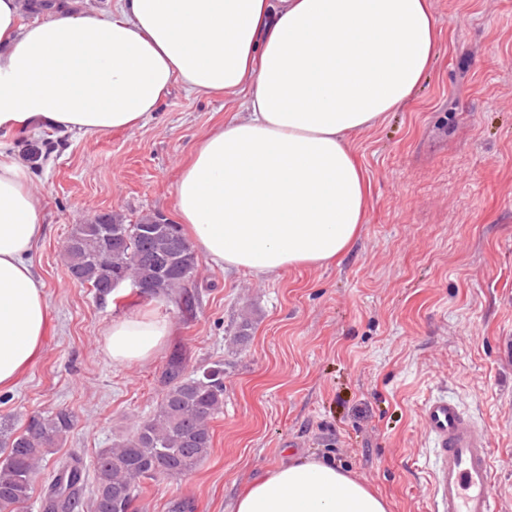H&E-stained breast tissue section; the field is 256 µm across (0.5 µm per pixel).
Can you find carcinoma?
Instances as JSON below:
<instances>
[{"instance_id": "cac0c4a2", "label": "carcinoma", "mask_w": 512, "mask_h": 512, "mask_svg": "<svg viewBox=\"0 0 512 512\" xmlns=\"http://www.w3.org/2000/svg\"><path fill=\"white\" fill-rule=\"evenodd\" d=\"M146 215L127 224L102 213L75 225L64 249L72 278L96 293H109L112 280L150 285V298L184 290L199 267L193 245L179 224H156ZM165 391L156 411L138 421L129 437L97 458L93 497H82L79 459L57 465L46 492V512H132L144 480L185 475L205 462L212 449L210 421L224 408V364L187 372L182 357L169 358ZM72 415L60 408L34 414L22 433L0 439V512H17L33 493L42 463L70 431Z\"/></svg>"}]
</instances>
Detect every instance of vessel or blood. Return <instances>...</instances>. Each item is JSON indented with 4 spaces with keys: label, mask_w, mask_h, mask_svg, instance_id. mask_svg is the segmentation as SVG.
Returning a JSON list of instances; mask_svg holds the SVG:
<instances>
[{
    "label": "vessel or blood",
    "mask_w": 512,
    "mask_h": 512,
    "mask_svg": "<svg viewBox=\"0 0 512 512\" xmlns=\"http://www.w3.org/2000/svg\"><path fill=\"white\" fill-rule=\"evenodd\" d=\"M420 422L432 443L434 512H500L487 430L443 395L423 404Z\"/></svg>",
    "instance_id": "vessel-or-blood-1"
}]
</instances>
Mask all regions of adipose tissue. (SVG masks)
<instances>
[{"instance_id":"adipose-tissue-1","label":"adipose tissue","mask_w":512,"mask_h":512,"mask_svg":"<svg viewBox=\"0 0 512 512\" xmlns=\"http://www.w3.org/2000/svg\"><path fill=\"white\" fill-rule=\"evenodd\" d=\"M0 0V129L102 134L143 126L173 83L244 96L174 184L180 223L217 265L268 276L337 263L364 223L367 181L350 137L414 95L436 56L432 0H117L22 26ZM26 168L0 158V387L37 357L48 320L31 253L44 233ZM167 321L113 319L117 365L162 348ZM236 512H387L336 464L294 458L255 480Z\"/></svg>"}]
</instances>
